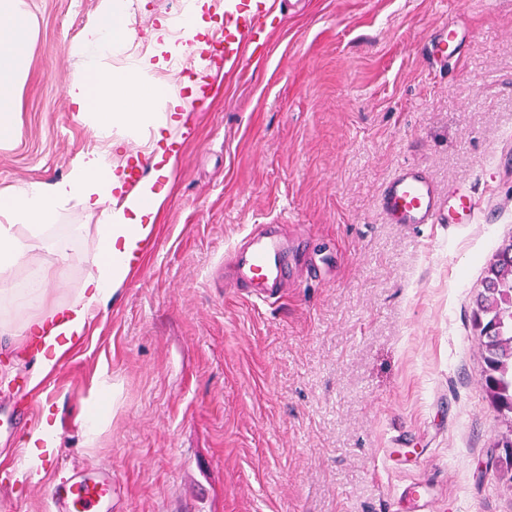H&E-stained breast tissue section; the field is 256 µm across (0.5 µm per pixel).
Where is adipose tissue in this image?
Returning a JSON list of instances; mask_svg holds the SVG:
<instances>
[{
	"label": "adipose tissue",
	"mask_w": 512,
	"mask_h": 512,
	"mask_svg": "<svg viewBox=\"0 0 512 512\" xmlns=\"http://www.w3.org/2000/svg\"><path fill=\"white\" fill-rule=\"evenodd\" d=\"M123 0H99L95 19L85 27L73 53L76 78L67 95L80 119L95 129L101 150L80 156L69 175L53 183L29 182L0 195V277L15 266L27 267V277L12 283L9 292L26 306L41 301L46 277L32 257V244L20 237L17 225L40 234L76 208L100 213L98 245L87 260V272L68 304L41 329L42 349L35 362V380H42L73 344L86 335L91 321L129 275L128 259L153 234L163 203L161 193L144 191L141 202L121 199L112 173V136L141 141L166 128L182 101L173 86L149 79V58H129L114 68L107 60L131 39L117 27ZM33 20L23 0H0V143L19 130L18 92L26 77L33 37Z\"/></svg>",
	"instance_id": "obj_1"
}]
</instances>
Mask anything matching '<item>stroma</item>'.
<instances>
[{
  "mask_svg": "<svg viewBox=\"0 0 512 512\" xmlns=\"http://www.w3.org/2000/svg\"><path fill=\"white\" fill-rule=\"evenodd\" d=\"M96 6L24 0L34 37L0 190L62 179L98 146L66 94ZM172 16L129 0L132 48L153 54ZM445 25L461 41L443 67ZM267 27V58L177 113L190 133L174 167L143 173L166 193L153 247L39 386L34 341L11 327L81 287L98 212L59 222L78 227L68 259L38 249V307L0 304V512H45L47 478L25 475L42 420L64 464L111 474L112 512H409L417 482L430 512H512L472 330L512 237V0H283ZM404 164L443 195L471 186L474 223H390L378 196ZM256 224L301 225L319 275L265 303L226 286L224 257Z\"/></svg>",
  "mask_w": 512,
  "mask_h": 512,
  "instance_id": "35a3bbf8",
  "label": "stroma"
}]
</instances>
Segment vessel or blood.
I'll return each mask as SVG.
<instances>
[{"label":"vessel or blood","instance_id":"1","mask_svg":"<svg viewBox=\"0 0 512 512\" xmlns=\"http://www.w3.org/2000/svg\"><path fill=\"white\" fill-rule=\"evenodd\" d=\"M277 0H225L219 25L210 39L191 41L197 102H205L219 71H232L247 56L264 58L271 48L265 18L275 12ZM379 204L397 224L425 225L447 218L452 224L471 223L476 202L468 194L454 192L441 197L421 169L405 164L384 185ZM299 243L290 241L279 225L269 224L258 233H246L234 248L233 276L256 299L278 294L295 274ZM112 495L107 474L89 480L70 475L56 483L51 512H102Z\"/></svg>","mask_w":512,"mask_h":512}]
</instances>
